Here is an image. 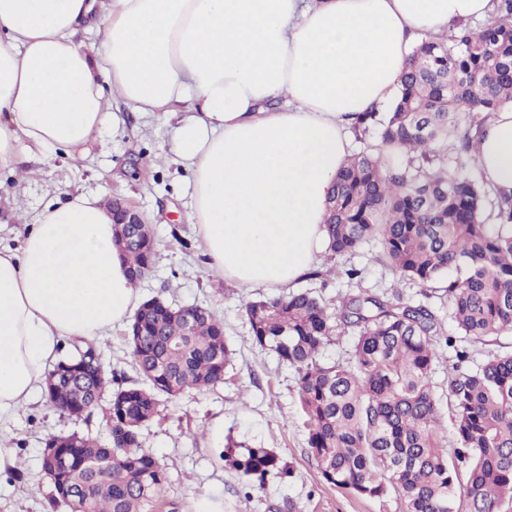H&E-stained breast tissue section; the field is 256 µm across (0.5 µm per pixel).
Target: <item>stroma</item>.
<instances>
[{
  "mask_svg": "<svg viewBox=\"0 0 512 512\" xmlns=\"http://www.w3.org/2000/svg\"><path fill=\"white\" fill-rule=\"evenodd\" d=\"M110 109L120 114L122 127L104 128L88 152L53 161L26 152L22 159L27 178L0 172V247L15 248L22 240L16 214L33 219L48 201L63 202L84 191L103 198L118 196L143 213L161 244L156 264L138 283L142 299L158 296L178 306L198 305L223 320L235 351L225 383L163 402L159 416L142 431L143 448L165 465L169 476L154 512H403L395 493L360 498L322 480L308 450L294 370L250 339L244 307L259 296V289L239 287L206 267L202 242L189 222V173L167 152L170 126L142 117L118 99ZM381 252L374 240L344 257L321 254L315 276H303L289 289L336 298L348 290L347 279L326 276L325 271L333 264L352 265L362 271L361 288L420 298L418 285L396 280L380 262ZM94 345L107 373L136 379L123 327H115ZM73 432L107 441L103 408L75 420L49 406L40 392L24 409L0 419V440L11 446L16 458L14 471L0 474V512H69L65 505L52 504L39 452L47 437ZM235 442L269 449L286 465L288 476H268L264 489L245 491L222 457Z\"/></svg>",
  "mask_w": 512,
  "mask_h": 512,
  "instance_id": "obj_1",
  "label": "stroma"
}]
</instances>
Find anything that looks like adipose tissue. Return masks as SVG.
Segmentation results:
<instances>
[{"instance_id": "ef3b65f1", "label": "adipose tissue", "mask_w": 512, "mask_h": 512, "mask_svg": "<svg viewBox=\"0 0 512 512\" xmlns=\"http://www.w3.org/2000/svg\"><path fill=\"white\" fill-rule=\"evenodd\" d=\"M496 14V0H0V169L18 146L82 153L110 99L161 118L187 105L170 151L210 272L246 288L299 279L326 248L350 116L388 111L413 48ZM99 25L88 52L75 35ZM512 196V107L475 153ZM139 301L108 210L91 192L48 202L0 249V415L45 385L66 338L94 339Z\"/></svg>"}]
</instances>
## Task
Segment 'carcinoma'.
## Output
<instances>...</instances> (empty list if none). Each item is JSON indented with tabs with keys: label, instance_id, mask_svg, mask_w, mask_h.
<instances>
[{
	"label": "carcinoma",
	"instance_id": "obj_1",
	"mask_svg": "<svg viewBox=\"0 0 512 512\" xmlns=\"http://www.w3.org/2000/svg\"><path fill=\"white\" fill-rule=\"evenodd\" d=\"M512 104V0L498 15L418 45L388 112L355 114L363 145L342 166L327 205L330 258L378 240L382 262L422 288L442 284L449 329L430 305L360 291L331 304L311 292L245 305L252 342L295 369L308 446L323 480L369 499L394 491L404 512H512V353L476 362L477 344L512 334V197L497 198L496 223L483 218L490 191L459 169L474 159L481 127ZM453 141H448V138ZM130 277L153 268L157 240L149 227L122 243ZM352 336L345 362L320 359L337 336ZM138 379L105 377L99 357L63 356L45 380V396L69 417L117 382L106 412L111 444L89 436H52L69 462L53 484L81 487L85 512H153L169 477L142 448L141 429L163 399L224 381L233 350L224 322L195 306L176 311L159 298L144 302L126 332ZM451 354L447 378L436 365ZM455 438L448 455L443 408ZM224 461L263 488L288 475L266 448L239 445Z\"/></svg>",
	"mask_w": 512,
	"mask_h": 512
}]
</instances>
